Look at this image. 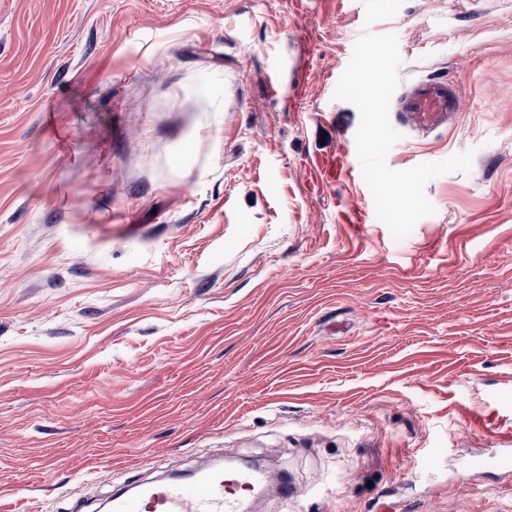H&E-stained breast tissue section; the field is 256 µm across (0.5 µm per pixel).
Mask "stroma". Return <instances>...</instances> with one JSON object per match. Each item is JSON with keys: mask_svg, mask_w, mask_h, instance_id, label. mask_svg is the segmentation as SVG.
<instances>
[{"mask_svg": "<svg viewBox=\"0 0 512 512\" xmlns=\"http://www.w3.org/2000/svg\"><path fill=\"white\" fill-rule=\"evenodd\" d=\"M395 34L434 212L394 238L334 90ZM512 0H0V504L243 458L254 512H512ZM396 112L416 129L447 128L457 112H461L459 89L442 78L416 81L400 100Z\"/></svg>", "mask_w": 512, "mask_h": 512, "instance_id": "obj_1", "label": "stroma"}]
</instances>
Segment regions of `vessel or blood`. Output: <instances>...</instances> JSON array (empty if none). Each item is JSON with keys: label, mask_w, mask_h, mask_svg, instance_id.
<instances>
[{"label": "vessel or blood", "mask_w": 512, "mask_h": 512, "mask_svg": "<svg viewBox=\"0 0 512 512\" xmlns=\"http://www.w3.org/2000/svg\"><path fill=\"white\" fill-rule=\"evenodd\" d=\"M397 110L409 126L420 130L448 127L461 110L457 86L442 78L414 82ZM262 489L290 496L288 482L269 481L259 471L211 468L192 478L176 481L135 482L113 494L110 512H242L246 494Z\"/></svg>", "instance_id": "1"}]
</instances>
